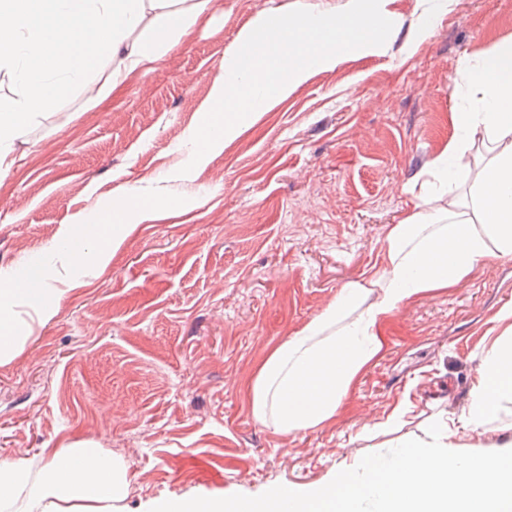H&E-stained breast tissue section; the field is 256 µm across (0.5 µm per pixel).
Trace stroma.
<instances>
[{"instance_id": "obj_1", "label": "stroma", "mask_w": 512, "mask_h": 512, "mask_svg": "<svg viewBox=\"0 0 512 512\" xmlns=\"http://www.w3.org/2000/svg\"><path fill=\"white\" fill-rule=\"evenodd\" d=\"M347 2L215 0L212 20L154 70L90 108L69 93L15 139L0 172V272L118 196L160 214L106 266L54 256L49 282L65 294L48 322L15 306L32 333L0 366V460L92 444L128 466L124 512H147L161 498L327 483L466 411L507 328L497 313L512 305V260L401 306L335 419L285 435L250 408L270 352L379 267L411 187L456 134L467 63L512 43V0H389L385 45L317 72L191 165L188 133L238 32L285 6ZM458 441L478 451L512 442V399Z\"/></svg>"}]
</instances>
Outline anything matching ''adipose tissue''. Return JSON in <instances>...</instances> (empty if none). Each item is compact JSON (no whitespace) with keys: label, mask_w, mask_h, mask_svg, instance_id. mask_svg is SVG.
<instances>
[{"label":"adipose tissue","mask_w":512,"mask_h":512,"mask_svg":"<svg viewBox=\"0 0 512 512\" xmlns=\"http://www.w3.org/2000/svg\"><path fill=\"white\" fill-rule=\"evenodd\" d=\"M214 0H0V76L11 97L0 105V170L12 143L66 93L94 104L130 73L151 71L182 37L210 17ZM110 61L109 74L95 66ZM458 136L429 165L413 211L391 225L381 265L343 286L321 314L280 343L255 374L254 417L277 432L314 429L332 419L348 388L382 351L381 324L402 305L454 287L481 263L512 259V45L467 65ZM488 146L479 169L469 156ZM468 193H461V186ZM152 203L120 197L94 221L65 229L54 250L75 261L108 263L127 220L150 219ZM95 245L84 256L80 245ZM64 291L48 287L42 257L0 274V365L24 352L27 327L8 301L21 299L49 321ZM512 396V336L486 353L464 422L479 429ZM128 488L125 463L90 445L56 449L41 465L0 461V512H116Z\"/></svg>","instance_id":"1"}]
</instances>
